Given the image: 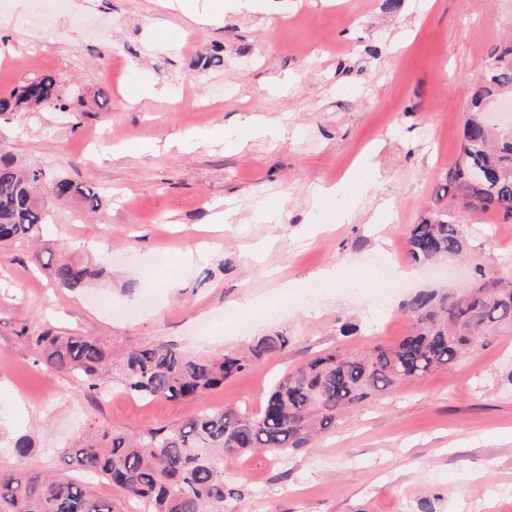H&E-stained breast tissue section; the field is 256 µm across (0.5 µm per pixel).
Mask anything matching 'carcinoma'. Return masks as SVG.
<instances>
[{"instance_id":"cac0c4a2","label":"carcinoma","mask_w":512,"mask_h":512,"mask_svg":"<svg viewBox=\"0 0 512 512\" xmlns=\"http://www.w3.org/2000/svg\"><path fill=\"white\" fill-rule=\"evenodd\" d=\"M506 92H512V40L493 47L488 55L462 130V159L448 168L437 195L460 199L471 213L512 218V129L491 127L482 115L488 99ZM45 107L69 109L61 103L52 75L0 94V113ZM68 199H79L93 211L100 206L99 191L54 178L36 165L22 168L13 156L0 154V243L40 237L48 224L46 202ZM408 246L409 257L419 265L462 259L470 252L469 239L451 208L412 225ZM47 268L53 280L69 290L99 275L76 260L49 263ZM401 308L411 317L412 329L394 346L360 355L336 350L318 356L275 381L256 415L230 409L201 412L179 425L148 427L135 435L88 427L58 451L80 477L0 473V512H114L112 502L96 494L94 479L119 486L129 499H142L148 512H224V456L260 448L275 455L305 449L314 436L332 430L344 412L365 400L451 367L465 351L485 345L492 336L511 334L512 282L481 270L478 281L465 291L421 290ZM28 341L47 369L79 380L91 396L109 390V373L115 368L116 382L132 395L187 401L289 344L288 336L275 333L258 338L246 352L219 357L157 344L117 361L108 346L92 337L44 331Z\"/></svg>"}]
</instances>
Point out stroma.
Returning <instances> with one entry per match:
<instances>
[{
    "instance_id": "1",
    "label": "stroma",
    "mask_w": 512,
    "mask_h": 512,
    "mask_svg": "<svg viewBox=\"0 0 512 512\" xmlns=\"http://www.w3.org/2000/svg\"><path fill=\"white\" fill-rule=\"evenodd\" d=\"M511 35L512 0H403L394 13L384 0H250L210 27L156 0H64L47 14L34 0H5L0 92L52 74L63 102L77 89L85 104L77 119L0 114V153L100 191L94 212L51 204L44 237L56 258L100 269L90 291L103 299L155 301L113 318L86 303L90 291L57 287L33 247L0 246V472L62 471L58 448L91 424L130 434L199 411L257 413L274 380L316 356L406 336L412 321L398 304L384 312L339 292L307 306L280 297L278 285L327 265L359 268L377 253L409 267L408 229L436 205L437 184L461 157L469 93L490 49ZM216 49L223 69H199L198 57ZM220 87L210 124L230 130L256 113L287 124L285 138L229 151L201 137L195 109ZM188 134L194 142L179 145ZM142 142L153 150L138 152ZM363 159L372 173L365 212L340 222L335 204L310 191ZM229 207L235 221L220 225ZM314 208L328 228L304 232ZM459 223L473 249L447 267L448 286L468 287L478 266L512 278V218L464 213ZM267 241L262 260L246 262L243 244ZM198 245L203 257L186 259ZM161 251L183 270L177 288L143 274ZM246 295L279 305L277 317L241 310ZM346 323L357 333L341 335ZM46 327L119 353L152 344L218 353L274 332L291 341L193 402L119 388L103 401L38 364L27 337ZM20 436L32 443L24 458L11 452ZM224 468L235 490L224 512H415L423 500L436 512H512V336L344 414L288 461L228 455Z\"/></svg>"
}]
</instances>
